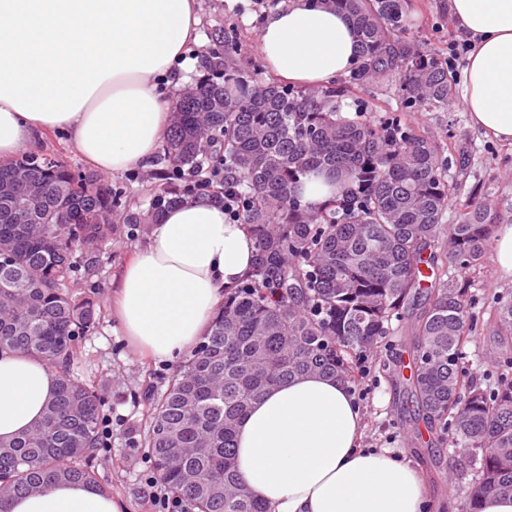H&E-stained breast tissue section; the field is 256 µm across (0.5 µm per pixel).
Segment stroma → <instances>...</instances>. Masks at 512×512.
Segmentation results:
<instances>
[{"instance_id": "stroma-1", "label": "stroma", "mask_w": 512, "mask_h": 512, "mask_svg": "<svg viewBox=\"0 0 512 512\" xmlns=\"http://www.w3.org/2000/svg\"><path fill=\"white\" fill-rule=\"evenodd\" d=\"M201 26L199 43L192 46L190 57L223 51L225 37L237 41L240 57L260 62L257 34L277 4L275 0H198ZM402 22L412 39L422 49L443 52L449 40L458 34L448 15V0H405ZM405 120L421 132L434 136L441 147L462 143L471 151V166L459 180L463 190L476 183L490 182L501 202L512 204V145L494 141L470 120L461 100H453L446 112H413ZM34 152L53 154L58 160L83 173L95 174L97 180L112 189H120L129 205L147 201L159 180L153 170L138 169L121 174L94 172L68 136L61 132L40 136ZM149 238L148 230L119 225L110 241L99 251V264L89 281L75 285L77 298H93L97 327L83 344L81 373L103 397L112 417L110 450L95 462L98 481L110 496L121 501L125 512H154L143 492L149 476L145 449L139 448L149 425L148 390L162 388L172 366L159 364L133 352L112 317V290L127 261ZM461 281L471 282V291L481 305L494 298L512 295V278L503 277L493 258H486L478 272L461 274ZM382 357L369 363L362 387L366 392L361 405L365 428L362 445L389 448L410 462L420 473L434 504L463 501L467 489L451 483L449 474L466 466L464 455L435 446L423 422L402 424L400 403L402 389L411 363L403 361L398 370L382 369Z\"/></svg>"}]
</instances>
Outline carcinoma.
Listing matches in <instances>:
<instances>
[{
  "label": "carcinoma",
  "mask_w": 512,
  "mask_h": 512,
  "mask_svg": "<svg viewBox=\"0 0 512 512\" xmlns=\"http://www.w3.org/2000/svg\"><path fill=\"white\" fill-rule=\"evenodd\" d=\"M356 29L359 55L344 80L294 89L240 63L236 41L205 56L204 74L175 102L161 160L172 179L132 211L124 194L55 158L0 162V352H24L59 374L57 391L30 430L0 441V512L21 493L58 482L99 486L93 462L106 450L104 404L74 367L95 328L89 301L73 298L82 268L112 238V217L154 224L187 199L184 185L219 180L216 196L243 203L255 260L210 330L152 395L142 441L156 478L190 512H268L235 465V434L251 403L272 386L308 374L356 384L392 320L410 317L413 368L406 404L443 447L469 458V493L512 496V297L489 317L501 347L499 372L482 389L468 379L476 316L455 280L479 270L502 215L488 190L471 193L448 223L457 187L452 159L396 116L374 120L369 105L343 112L353 86H396L409 111H448V57L427 53L401 31V0H326ZM341 180L336 198L301 200L312 174Z\"/></svg>",
  "instance_id": "carcinoma-1"
}]
</instances>
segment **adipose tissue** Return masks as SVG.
I'll return each instance as SVG.
<instances>
[{
    "instance_id": "1",
    "label": "adipose tissue",
    "mask_w": 512,
    "mask_h": 512,
    "mask_svg": "<svg viewBox=\"0 0 512 512\" xmlns=\"http://www.w3.org/2000/svg\"><path fill=\"white\" fill-rule=\"evenodd\" d=\"M471 40L462 100L472 123L512 143V0H448ZM197 0H0V161L38 135L66 133L98 171L150 166L174 100L164 86L192 67ZM278 78L321 88L349 74L358 42L326 0H283L257 34ZM246 225L221 203L192 198L163 212L115 288L128 345L161 363L190 353L224 291L251 267ZM54 369L22 352L0 353V441L41 419ZM362 407L343 380L314 374L256 401L236 434L239 472L269 512H429L417 470L386 448L361 447ZM9 512H123L82 483L20 494Z\"/></svg>"
}]
</instances>
